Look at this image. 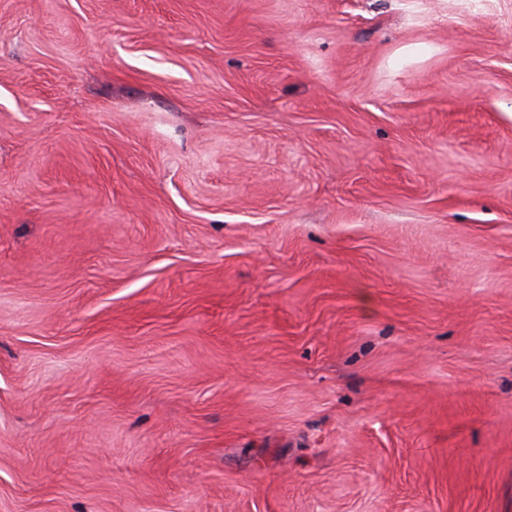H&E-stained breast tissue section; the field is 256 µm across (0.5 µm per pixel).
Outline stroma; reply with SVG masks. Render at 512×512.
Listing matches in <instances>:
<instances>
[{
	"label": "stroma",
	"mask_w": 512,
	"mask_h": 512,
	"mask_svg": "<svg viewBox=\"0 0 512 512\" xmlns=\"http://www.w3.org/2000/svg\"><path fill=\"white\" fill-rule=\"evenodd\" d=\"M0 512H512V0H0Z\"/></svg>",
	"instance_id": "35a3bbf8"
}]
</instances>
